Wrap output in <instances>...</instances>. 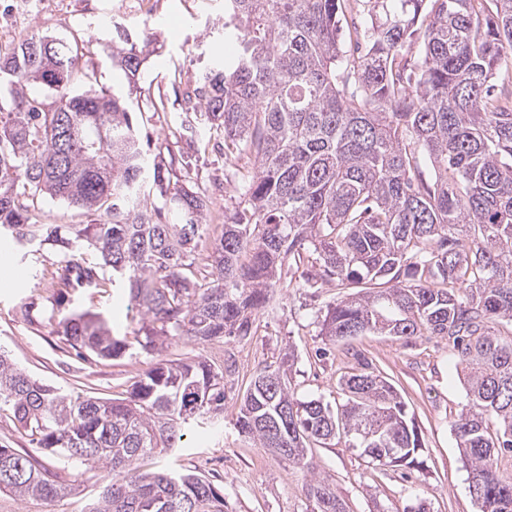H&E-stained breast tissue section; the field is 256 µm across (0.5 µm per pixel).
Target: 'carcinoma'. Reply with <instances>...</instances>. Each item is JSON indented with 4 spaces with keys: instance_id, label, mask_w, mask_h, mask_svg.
Listing matches in <instances>:
<instances>
[{
    "instance_id": "carcinoma-1",
    "label": "carcinoma",
    "mask_w": 512,
    "mask_h": 512,
    "mask_svg": "<svg viewBox=\"0 0 512 512\" xmlns=\"http://www.w3.org/2000/svg\"><path fill=\"white\" fill-rule=\"evenodd\" d=\"M355 47L342 42V16ZM234 53L210 63L194 96L255 170L244 207L212 243L215 271L198 279L187 259L198 247L200 194L165 188L182 224H164L143 192L146 154L125 102L79 89L83 50L93 40L32 35L0 53V229L18 242L49 243L68 256L87 245L101 262L74 261L65 288L101 287L100 272L128 282L141 315L137 343L149 356L173 340L250 335L252 316L279 287L284 262L315 288H354L329 307L322 334L372 332L448 338L469 409L454 422L479 512H512V0H224ZM422 34L419 59L409 40ZM147 29L115 25L96 45L136 77ZM55 96L45 102L42 93ZM429 159L434 179L424 177ZM46 194L95 217L67 232L38 218ZM57 333L77 354L103 359L129 350L89 311L72 312ZM204 360L159 361L126 396H73L44 385L0 354V411L29 442L63 465L97 464L111 481L86 512H224L206 478L145 471L146 458L184 445L193 426L224 412V377ZM347 396L332 410L291 391L284 364L252 378L235 426L259 447L303 468L308 448L344 433L368 463L422 470L425 445L395 387L368 364L340 377ZM70 487L31 455L0 446V492L52 500ZM311 512H345L324 479L304 484Z\"/></svg>"
}]
</instances>
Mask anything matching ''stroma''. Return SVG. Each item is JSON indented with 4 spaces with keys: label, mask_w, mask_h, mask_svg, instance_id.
Returning <instances> with one entry per match:
<instances>
[{
    "label": "stroma",
    "mask_w": 512,
    "mask_h": 512,
    "mask_svg": "<svg viewBox=\"0 0 512 512\" xmlns=\"http://www.w3.org/2000/svg\"><path fill=\"white\" fill-rule=\"evenodd\" d=\"M150 23L154 51L129 83L102 51L91 49L80 66L97 86L113 91L136 112L152 134L147 156L164 165L171 184L206 192L220 202L217 220L227 222L242 201L241 177L252 170L247 156L229 149L224 132L185 101L212 56L228 54L222 31L224 0H0V30L25 35H76L103 40L113 24L130 28ZM64 256L50 244L30 251L0 237V348L32 377L74 394L122 395L154 363L146 354L120 358L77 359L56 333L58 313L74 309L103 314L113 332L133 336L137 321L128 309L122 281L104 269V288L75 291L54 279ZM299 271H283L271 307L254 316L253 331L221 342L181 341L164 352L167 360H205L223 365L234 355L236 371L225 377L224 412L211 427L188 435L185 448L160 456L151 465H170L204 475L224 494L225 512H307L303 486L310 476L333 483L346 512H405L426 499L431 512H478L470 492V472L456 445L451 424L466 410L457 358L447 339H414L368 333L341 342L326 341L321 324L330 305L346 296L337 282L319 288L300 285ZM292 354L288 378L299 398L342 402L338 379L360 363L372 365L396 388L410 416L422 429L426 448L423 470L405 477L389 467H371L353 448L350 437L337 436L326 447L312 446L310 469L257 447L239 434L240 398L262 367ZM0 446L33 456L50 473L70 481L72 491L58 503L22 502L0 493V512H84L102 489L109 472L99 465L61 470L55 456L32 445L16 428L10 412H0Z\"/></svg>",
    "instance_id": "35a3bbf8"
}]
</instances>
